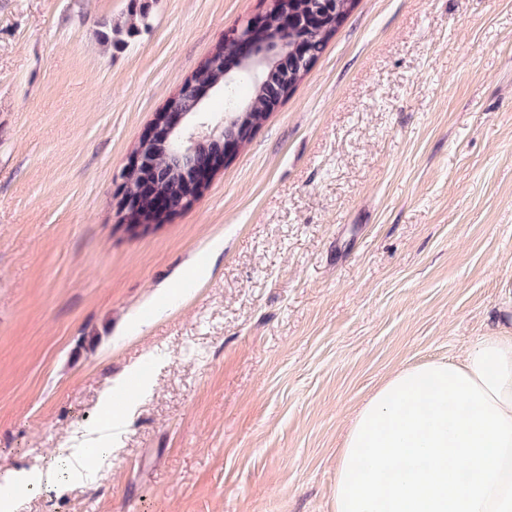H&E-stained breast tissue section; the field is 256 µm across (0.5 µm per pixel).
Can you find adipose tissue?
<instances>
[{"label":"adipose tissue","instance_id":"obj_1","mask_svg":"<svg viewBox=\"0 0 512 512\" xmlns=\"http://www.w3.org/2000/svg\"><path fill=\"white\" fill-rule=\"evenodd\" d=\"M454 361L401 368L355 412L337 458L333 512H512V301ZM121 421L64 448L62 470L8 472L12 488L88 481Z\"/></svg>","mask_w":512,"mask_h":512}]
</instances>
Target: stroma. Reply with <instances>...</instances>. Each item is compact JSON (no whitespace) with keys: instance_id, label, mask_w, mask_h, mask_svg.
Listing matches in <instances>:
<instances>
[{"instance_id":"35a3bbf8","label":"stroma","mask_w":512,"mask_h":512,"mask_svg":"<svg viewBox=\"0 0 512 512\" xmlns=\"http://www.w3.org/2000/svg\"><path fill=\"white\" fill-rule=\"evenodd\" d=\"M0 0V474L123 417L94 482L14 512H331L394 371L512 297V0H357L287 101L160 225L115 178L267 0ZM146 15L147 14L143 11H140L139 15L137 12L134 14V12L131 11V14H129V19L125 21L123 26L118 23L116 25H112V22H104V27L108 26L110 29L109 31L102 32L101 34L106 40L111 41L113 44L123 42V39L119 38V36L122 35L124 31L126 35H132L133 33L137 32V23H143L146 19Z\"/></svg>"}]
</instances>
